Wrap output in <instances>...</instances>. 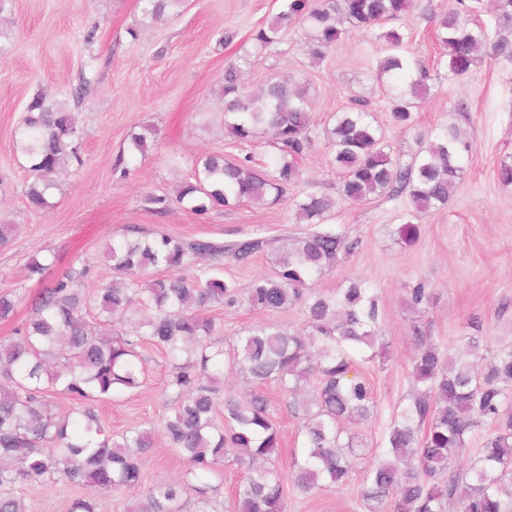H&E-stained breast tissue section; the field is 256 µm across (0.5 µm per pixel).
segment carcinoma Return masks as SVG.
<instances>
[{
    "mask_svg": "<svg viewBox=\"0 0 512 512\" xmlns=\"http://www.w3.org/2000/svg\"><path fill=\"white\" fill-rule=\"evenodd\" d=\"M143 18L159 21L183 7L184 0H141ZM483 0H457L435 7L422 0H281V10L255 29L262 48L279 42L290 25L308 28L306 49L322 60L351 31H366L389 46L378 76H386L391 125L415 128L416 109L428 92L430 72L407 53L410 22L428 12L434 37L446 48L439 64L448 77L461 78L486 58L512 70V0H496V35L465 17L480 12ZM403 22L383 29L386 22ZM250 59L239 57L224 70V132L237 148L259 134L277 150L270 169L253 167L252 156L206 153L195 162L194 181L183 183L176 202L197 214L241 204H275L288 188L303 181L299 159L323 137L330 165L340 177L339 196L352 203L408 193L412 210L393 234L411 246L419 239L418 215L448 205L461 180L469 141L454 126L433 139L418 138L419 149L407 161L394 154L365 104L330 117L320 131L308 112V84L270 78L264 89L250 91L242 82ZM78 130L64 106L45 105L36 96L22 122V151L32 181L25 196L30 207H47V191L77 155ZM299 218L311 224L304 235L286 241L274 256L271 275L241 291L235 282L198 269L192 280L157 277L151 271L184 269L198 259L227 256L249 261L262 241L218 244L150 233L108 246L106 257L124 277L89 289L86 265L72 266L44 290L34 316L0 340V512H28L11 488L18 482L52 481L80 486L88 493L72 501L69 512H95L93 493L135 492L127 512H182L188 487L198 494L196 512H218L208 488L193 485L226 460L241 470L234 491V512H286V484L308 493L343 486L353 470L355 436L341 423L362 420L376 407L371 386L351 374L357 362L384 358L389 343L383 333L379 297L360 280L331 291L313 286L358 241L325 225L335 200L309 191L291 198ZM22 297L0 294V320L11 319ZM432 294L419 281L407 291L408 305L419 313ZM246 305L276 312L297 306L302 331L277 324L246 331L224 348L215 337L209 309ZM459 337L456 352L441 350L429 325L410 327L414 346L410 382L413 393L397 407L386 429L377 462L361 487L368 512H512V346L485 358L479 355L480 324ZM160 349L169 363L164 392L170 404L161 422L167 447L186 457L182 480L144 488L146 455L155 430L132 428L108 433L89 407L144 380L140 349ZM253 384L239 395L223 388L224 371ZM274 382L288 396L290 412L302 420L300 458L289 473L275 465L280 448L270 402L262 386ZM52 388L74 401L60 416L44 401ZM488 423L478 458L463 471L456 466L474 431Z\"/></svg>",
    "mask_w": 512,
    "mask_h": 512,
    "instance_id": "carcinoma-1",
    "label": "carcinoma"
}]
</instances>
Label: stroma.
Here are the masks:
<instances>
[{
	"label": "stroma",
	"instance_id": "stroma-1",
	"mask_svg": "<svg viewBox=\"0 0 512 512\" xmlns=\"http://www.w3.org/2000/svg\"><path fill=\"white\" fill-rule=\"evenodd\" d=\"M278 10L279 0H186L179 11L149 22L139 0H0V224L13 227L9 245L0 247V292L22 297L15 316L0 321V340L32 317L35 299L72 263L88 266V288L111 283L105 248L131 228L221 244L262 240L249 263L209 256L199 261L242 289L270 273L272 255L284 239L306 232L286 201L221 207L205 215L174 201L177 186L191 180L199 155L229 149L224 68L238 56L250 57L245 82L251 90H260L273 76L308 82L316 124L354 100L367 101L395 153L405 158L417 150L418 134L455 125L471 143L464 177L447 208L421 214L414 245H399L390 234L410 207L404 194L361 205L340 200L327 219L360 245L325 272L317 288L331 290L349 279L375 288L391 346L384 360L360 369L377 410L371 419L347 427L363 441L349 482L310 493L287 488V512H367L360 496L364 471L382 446L394 408L410 392L408 334L415 314L406 306L408 288L420 280L430 288L433 301L423 319L440 345L455 343L473 318L483 326L484 354L512 342V186L497 179L500 164L512 162V71L487 60L452 80L439 69L418 110L416 129L405 132L392 127L388 89L377 78V64L387 53L383 42L353 31L316 63L304 50L305 30L293 25L279 43L260 49L251 33ZM227 32L233 40L225 45L221 39ZM38 93L73 112L83 159L59 176L43 210L30 208L25 197L32 176L19 135L27 105ZM461 100L467 111H458ZM146 127L153 130L149 151L131 153L130 133ZM300 165L306 183L336 193L339 178L324 144H316ZM158 196L170 200L162 214L151 203ZM50 254L56 258L50 271L30 277L29 260ZM210 315L228 336L269 322L291 330L303 324L296 307L261 313L218 305ZM142 354L145 384L92 405L112 433L158 424L164 413L168 365L156 350ZM265 394L282 433L276 465L286 471L301 444L299 421L276 385L267 386ZM185 469L164 439H156L145 461V483L181 479ZM14 494L28 512H67L80 491L49 481L22 482Z\"/></svg>",
	"mask_w": 512,
	"mask_h": 512
}]
</instances>
